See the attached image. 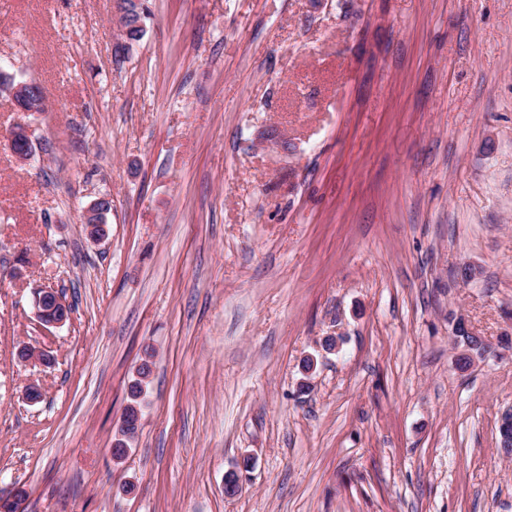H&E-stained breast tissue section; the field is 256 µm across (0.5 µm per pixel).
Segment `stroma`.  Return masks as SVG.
Listing matches in <instances>:
<instances>
[{
  "instance_id": "stroma-1",
  "label": "stroma",
  "mask_w": 512,
  "mask_h": 512,
  "mask_svg": "<svg viewBox=\"0 0 512 512\" xmlns=\"http://www.w3.org/2000/svg\"><path fill=\"white\" fill-rule=\"evenodd\" d=\"M138 2L130 41L116 0H0V70L46 99L0 93V497L512 512V0ZM460 316L493 350L464 371ZM7 85H0L1 91L7 92L21 112H42L45 108V98L37 90V86L28 82H14L9 79ZM8 145L17 160L30 162L35 157V149L30 133L25 127H18L10 134ZM20 145H23L20 148ZM103 200V197L97 199L83 211V219L84 223L87 224L88 233L91 238L96 240L103 238L107 233L105 219L107 210L102 205ZM55 290L50 287L40 288L34 294L35 315L40 325L46 330L59 328L70 320V314L66 310H58L57 305L61 303L58 299L55 303L51 300V295ZM153 357L152 353L149 351H145V358L142 360L141 366L137 369V379H135L130 385L129 389V397L130 403L126 406L124 415L127 417V427L125 430H122L123 438L115 439V444L112 448L113 454H120L123 452L124 445H128L129 441L132 440L138 430V427L135 423V414H136V406L140 405L139 397L142 393H144L145 388L148 384V377L151 372L150 368V359ZM123 415V416H124Z\"/></svg>"
}]
</instances>
